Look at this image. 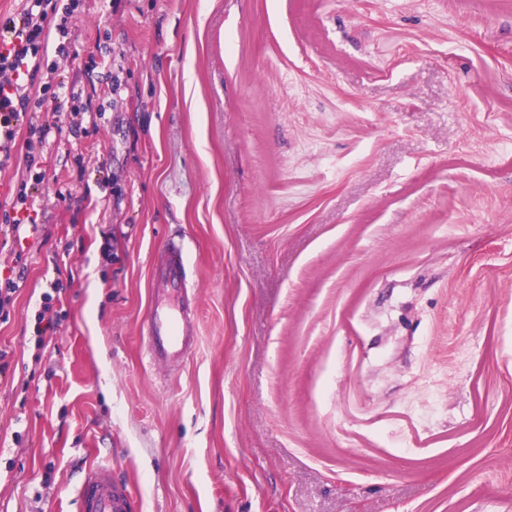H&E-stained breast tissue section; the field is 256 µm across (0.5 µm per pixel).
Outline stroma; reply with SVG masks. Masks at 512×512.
Here are the masks:
<instances>
[{"label":"stroma","instance_id":"obj_1","mask_svg":"<svg viewBox=\"0 0 512 512\" xmlns=\"http://www.w3.org/2000/svg\"><path fill=\"white\" fill-rule=\"evenodd\" d=\"M50 43L103 117L0 230V512L100 463L137 512H512V0H81ZM36 212L34 200L27 187V182L23 181L13 197L9 208L0 207V223L8 224L12 232L18 234L22 226L29 224L34 228L36 220L32 213ZM186 289V274L181 255L177 252L165 254L159 266L158 276L154 280L153 291L180 296L187 291ZM190 315L183 309L156 305L143 325L152 362L167 364L183 357L189 346Z\"/></svg>","mask_w":512,"mask_h":512}]
</instances>
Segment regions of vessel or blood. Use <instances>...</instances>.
Returning a JSON list of instances; mask_svg holds the SVG:
<instances>
[{
  "label": "vessel or blood",
  "mask_w": 512,
  "mask_h": 512,
  "mask_svg": "<svg viewBox=\"0 0 512 512\" xmlns=\"http://www.w3.org/2000/svg\"><path fill=\"white\" fill-rule=\"evenodd\" d=\"M187 289L183 260L179 253L165 254L157 278L155 292L181 295ZM148 338L152 362L165 364L185 355L191 320L182 309L154 307L143 325ZM77 512H135V502L126 485L112 476V468L99 465L85 475L77 495Z\"/></svg>",
  "instance_id": "vessel-or-blood-1"
}]
</instances>
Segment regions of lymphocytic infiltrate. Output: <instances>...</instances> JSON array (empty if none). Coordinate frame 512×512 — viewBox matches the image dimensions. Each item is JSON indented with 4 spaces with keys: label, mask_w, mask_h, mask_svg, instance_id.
I'll use <instances>...</instances> for the list:
<instances>
[{
    "label": "lymphocytic infiltrate",
    "mask_w": 512,
    "mask_h": 512,
    "mask_svg": "<svg viewBox=\"0 0 512 512\" xmlns=\"http://www.w3.org/2000/svg\"><path fill=\"white\" fill-rule=\"evenodd\" d=\"M78 0H21V17L0 19L9 33L0 43V168L24 148L30 181H41L40 159L62 126L81 128L89 108L73 87L58 81L50 52L65 55V45L50 48L51 34L67 36L77 18ZM68 98L70 107L55 121L40 120L45 103Z\"/></svg>",
    "instance_id": "obj_1"
}]
</instances>
